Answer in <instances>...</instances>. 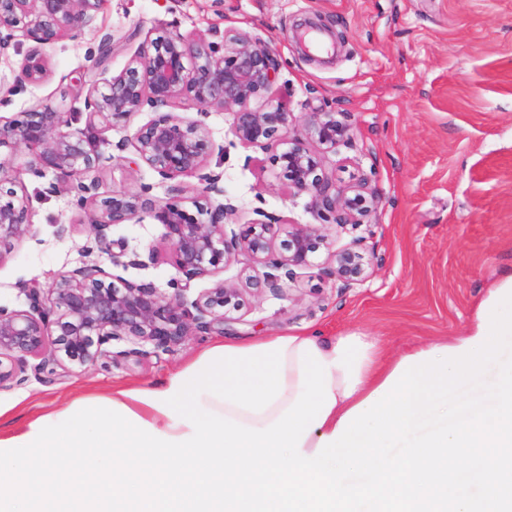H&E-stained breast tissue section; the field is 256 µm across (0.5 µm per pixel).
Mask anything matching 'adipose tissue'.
I'll list each match as a JSON object with an SVG mask.
<instances>
[{
    "mask_svg": "<svg viewBox=\"0 0 512 512\" xmlns=\"http://www.w3.org/2000/svg\"><path fill=\"white\" fill-rule=\"evenodd\" d=\"M312 341L324 361L330 367L331 389L336 399L322 427L314 429L306 438L302 450L313 454L321 437L332 435L339 427V421L349 410L373 396L375 390L384 384L400 363L399 357L386 354L382 337L363 333H350L338 337H326L316 332H297L295 340L289 341L285 351V391L264 413L254 414L227 402L204 394L200 402L205 408L214 410L245 425L256 428L266 427L294 402L299 384V355L297 350L302 341ZM114 403L126 406L148 421L167 436H181L189 428L174 422L157 408L148 406L132 397L129 387L116 386L112 389Z\"/></svg>",
    "mask_w": 512,
    "mask_h": 512,
    "instance_id": "ef3b65f1",
    "label": "adipose tissue"
}]
</instances>
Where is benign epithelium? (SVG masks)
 <instances>
[{
  "instance_id": "benign-epithelium-1",
  "label": "benign epithelium",
  "mask_w": 512,
  "mask_h": 512,
  "mask_svg": "<svg viewBox=\"0 0 512 512\" xmlns=\"http://www.w3.org/2000/svg\"><path fill=\"white\" fill-rule=\"evenodd\" d=\"M104 0H0V56L12 46L21 29L35 46L26 54L16 82L38 85L47 73V61L39 46L63 36L82 34L101 10ZM279 75L273 48L245 33L224 32L222 45L194 42L177 31H161L148 39L120 74L88 90L85 128L73 127L75 112L32 107L17 117L0 118V153L12 154L24 147L34 160L29 172L49 173L70 182L76 206L91 211V226L108 263L92 261L58 275L47 291L20 282L18 294L25 306H0V390L17 388L28 381V358L39 359L33 370L49 377L57 370L70 373L112 356L116 361L130 355L167 353L195 331H224L238 320L245 306L244 290L260 295L269 290L279 295L283 283L297 270L318 266L328 251L324 273L351 288L369 277L371 259L363 248L373 235L367 218L378 203L376 188L363 177L341 186L332 181L316 144L331 150L350 139V125L334 112L318 108L309 113L303 131L281 103L262 111L250 102L269 94ZM202 109L236 108L234 134L244 144L276 147V163L288 185L311 195L312 205L326 226L351 227L361 232L351 243L331 249L327 235L308 224L282 223L262 210L260 219L227 231L234 207L224 203L223 175L210 170L207 157L213 150L208 131L199 121H186L171 108L183 98ZM159 109L147 123L122 139L119 148L132 147L137 158L165 180L194 177L206 203L191 212L176 203H161L150 196V187L138 192H114L100 196L89 174L108 167L113 156L100 148L96 121L108 126L127 119L143 105ZM169 111L163 112L161 108ZM20 177L8 160L0 161V249L10 250L13 241L29 228L30 205L18 193ZM147 213L162 224L171 260L182 278L166 293L151 283L133 282L113 273L136 266L127 259V246L106 241L105 230L127 224ZM247 257L237 282L218 280L212 287L190 294L191 282L214 277L239 256ZM151 345L142 349L110 352L114 341Z\"/></svg>"
}]
</instances>
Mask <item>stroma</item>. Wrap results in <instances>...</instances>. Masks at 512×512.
<instances>
[{
	"instance_id": "obj_1",
	"label": "stroma",
	"mask_w": 512,
	"mask_h": 512,
	"mask_svg": "<svg viewBox=\"0 0 512 512\" xmlns=\"http://www.w3.org/2000/svg\"><path fill=\"white\" fill-rule=\"evenodd\" d=\"M236 29L277 52L279 78L270 99L282 102L296 126L312 108L344 113L351 139L322 153L337 183L367 174L379 203L365 242L369 278L338 287L323 270H302L284 295H246L240 321L224 332L194 334L160 356L105 357L53 380L29 377L0 391V431L23 426L40 405L108 395L113 385H146L173 374L221 337L272 336L308 329L324 336L367 331L389 354L462 332L488 288L512 270V0H107L76 40L42 46L48 71L36 87L19 86L16 71L33 43L17 34L0 58V116L42 105L84 111V95L119 74L141 43L159 30L221 42ZM114 37L109 61L96 65L102 34ZM179 116L200 120L217 150L210 169L223 173L235 223L256 210L288 224H317L308 194L287 187L274 154L242 144L232 109L184 105ZM33 159L10 157L28 197L31 225L0 257V305L17 307L18 282L49 287L57 274L81 266L95 234L67 190L49 192V178L28 174ZM171 201L169 181L138 161L133 148L115 151L97 191H137ZM124 240L140 265L124 278L169 291L164 228L149 215L106 231Z\"/></svg>"
}]
</instances>
